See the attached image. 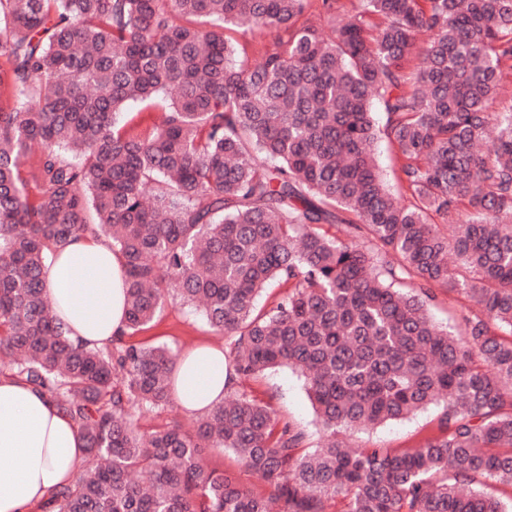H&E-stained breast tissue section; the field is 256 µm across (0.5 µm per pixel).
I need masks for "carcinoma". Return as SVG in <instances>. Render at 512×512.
<instances>
[{
	"instance_id": "obj_1",
	"label": "carcinoma",
	"mask_w": 512,
	"mask_h": 512,
	"mask_svg": "<svg viewBox=\"0 0 512 512\" xmlns=\"http://www.w3.org/2000/svg\"><path fill=\"white\" fill-rule=\"evenodd\" d=\"M509 81L512 0H0V370L86 442L53 512H512L481 489H512ZM88 230L123 259L127 333L174 295L224 334L235 385L191 427L133 414L174 403L171 349L92 348L54 313L46 262ZM448 288L459 338L430 315ZM276 367L304 377L310 453L242 389ZM431 407L408 451L338 438ZM374 151L384 181L393 190H397L398 185L395 174L394 148L386 138L381 137L375 143ZM204 457L211 469L223 471L240 485L254 490L264 489L262 481L256 475L244 471L232 453L207 448Z\"/></svg>"
}]
</instances>
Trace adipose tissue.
<instances>
[{"instance_id":"1","label":"adipose tissue","mask_w":512,"mask_h":512,"mask_svg":"<svg viewBox=\"0 0 512 512\" xmlns=\"http://www.w3.org/2000/svg\"><path fill=\"white\" fill-rule=\"evenodd\" d=\"M45 284L72 339L104 348L122 335L126 277L106 237L72 239L50 260ZM226 378L223 347L191 346L177 360L174 397L186 413L203 411L223 400ZM85 461L74 419L23 379L0 376V512H45Z\"/></svg>"}]
</instances>
